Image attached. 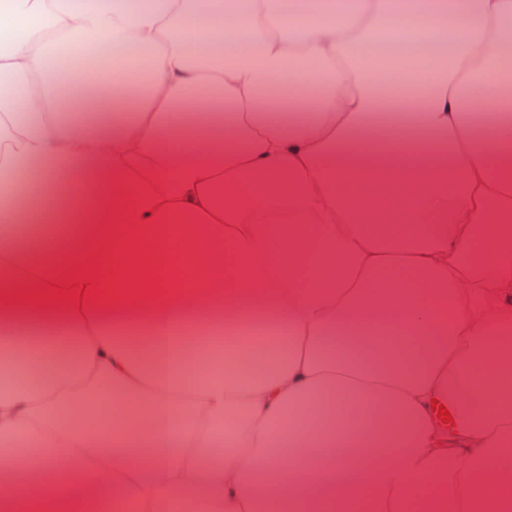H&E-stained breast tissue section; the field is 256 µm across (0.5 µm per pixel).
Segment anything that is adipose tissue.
Here are the masks:
<instances>
[{
    "label": "adipose tissue",
    "mask_w": 512,
    "mask_h": 512,
    "mask_svg": "<svg viewBox=\"0 0 512 512\" xmlns=\"http://www.w3.org/2000/svg\"><path fill=\"white\" fill-rule=\"evenodd\" d=\"M220 12L0 0V512H512V0ZM253 328L263 375L202 357Z\"/></svg>",
    "instance_id": "ef3b65f1"
}]
</instances>
